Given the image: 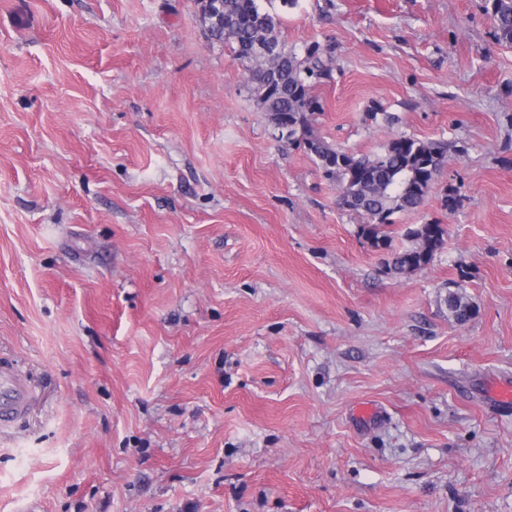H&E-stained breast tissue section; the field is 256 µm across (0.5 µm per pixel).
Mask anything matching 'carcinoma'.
<instances>
[{"label": "carcinoma", "mask_w": 512, "mask_h": 512, "mask_svg": "<svg viewBox=\"0 0 512 512\" xmlns=\"http://www.w3.org/2000/svg\"><path fill=\"white\" fill-rule=\"evenodd\" d=\"M498 38L512 43V0H491ZM276 16L262 10L257 0H224V11L212 30L211 41L230 46L263 111L273 122L288 119L286 138L308 134L311 116L321 111L311 94L312 81L326 69L319 49L306 57L285 48L277 36ZM308 151L318 160L324 177L340 187L338 204L354 205L361 235L376 249L389 251L386 267L394 275L410 274L429 266L444 248L447 231L436 223L416 224L406 233L409 245L394 249L386 227L399 212L420 208L447 163L448 148L438 141L411 136L392 138L376 153L357 157L317 136L307 139ZM448 310L458 323L470 319V303L460 295L448 297Z\"/></svg>", "instance_id": "obj_1"}]
</instances>
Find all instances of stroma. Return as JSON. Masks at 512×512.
Here are the masks:
<instances>
[{
    "instance_id": "1",
    "label": "stroma",
    "mask_w": 512,
    "mask_h": 512,
    "mask_svg": "<svg viewBox=\"0 0 512 512\" xmlns=\"http://www.w3.org/2000/svg\"><path fill=\"white\" fill-rule=\"evenodd\" d=\"M259 5L332 61L316 136L447 143L390 228L443 249L388 274L194 0H0V512H512V44L488 0ZM31 389L12 365H0V424L25 414L31 404Z\"/></svg>"
}]
</instances>
